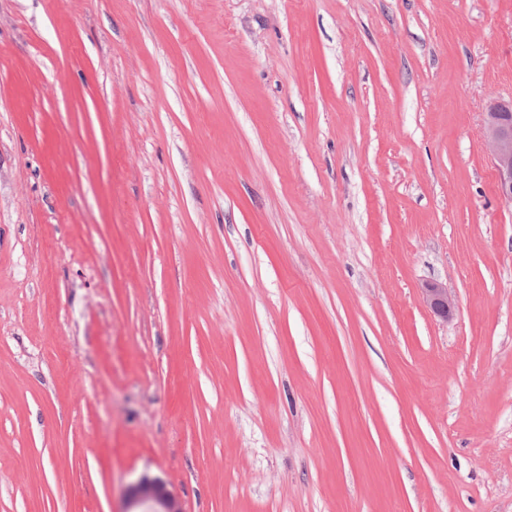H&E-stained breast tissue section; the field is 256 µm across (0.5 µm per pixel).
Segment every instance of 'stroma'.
Returning a JSON list of instances; mask_svg holds the SVG:
<instances>
[{"mask_svg": "<svg viewBox=\"0 0 512 512\" xmlns=\"http://www.w3.org/2000/svg\"><path fill=\"white\" fill-rule=\"evenodd\" d=\"M510 101L512 0H0V512H512ZM485 132L491 144L498 193L512 203V104H499L485 113ZM423 302L431 311L442 318L448 320L453 315L455 301L453 296L448 293V288L439 282H427L421 288ZM125 501L126 509L123 512H184L166 484L146 474L127 488ZM142 506L146 509L134 510Z\"/></svg>", "mask_w": 512, "mask_h": 512, "instance_id": "obj_1", "label": "stroma"}]
</instances>
